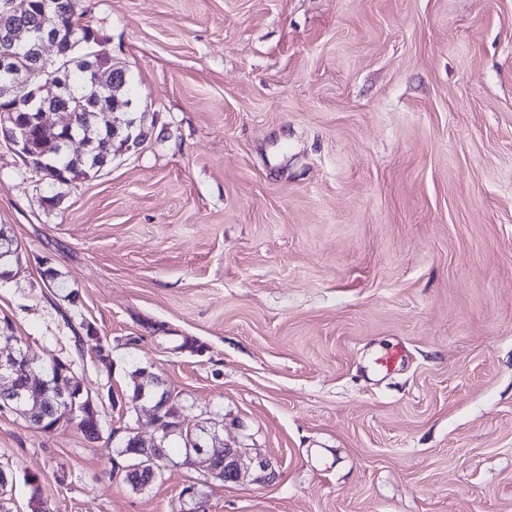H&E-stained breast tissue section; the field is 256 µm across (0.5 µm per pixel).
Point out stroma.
<instances>
[{
  "label": "stroma",
  "instance_id": "obj_1",
  "mask_svg": "<svg viewBox=\"0 0 512 512\" xmlns=\"http://www.w3.org/2000/svg\"><path fill=\"white\" fill-rule=\"evenodd\" d=\"M77 9L147 138L54 205L0 143V319L101 410L94 440L0 411V512H512V0ZM139 370L239 481L174 436L132 489Z\"/></svg>",
  "mask_w": 512,
  "mask_h": 512
}]
</instances>
